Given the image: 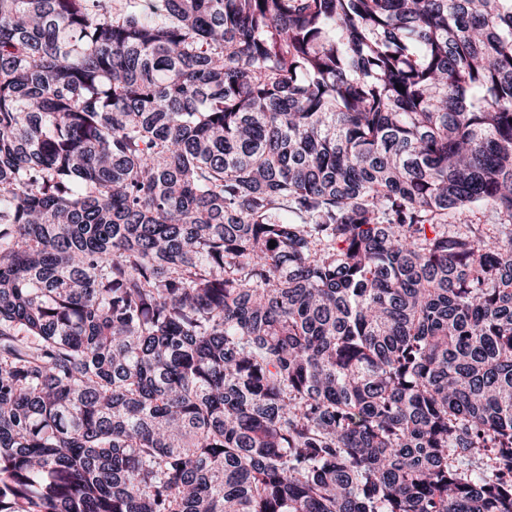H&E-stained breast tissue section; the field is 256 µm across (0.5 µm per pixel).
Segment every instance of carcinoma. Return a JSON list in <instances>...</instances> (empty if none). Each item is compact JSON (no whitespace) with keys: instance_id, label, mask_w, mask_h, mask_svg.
<instances>
[{"instance_id":"cac0c4a2","label":"carcinoma","mask_w":512,"mask_h":512,"mask_svg":"<svg viewBox=\"0 0 512 512\" xmlns=\"http://www.w3.org/2000/svg\"><path fill=\"white\" fill-rule=\"evenodd\" d=\"M0 512H512V0H0Z\"/></svg>"}]
</instances>
